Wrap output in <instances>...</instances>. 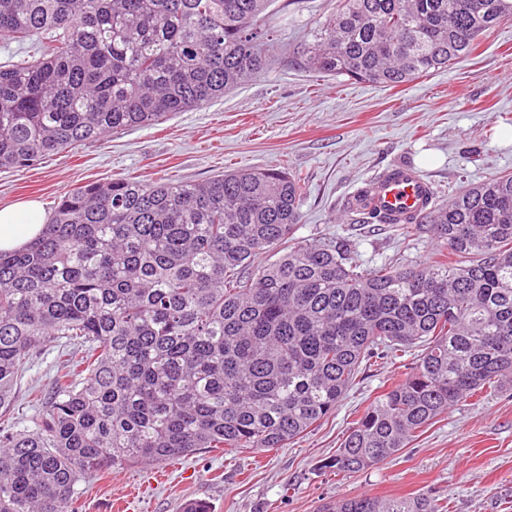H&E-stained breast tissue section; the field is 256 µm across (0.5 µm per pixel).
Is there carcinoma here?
<instances>
[{
	"mask_svg": "<svg viewBox=\"0 0 512 512\" xmlns=\"http://www.w3.org/2000/svg\"><path fill=\"white\" fill-rule=\"evenodd\" d=\"M272 0H0V169L224 97L268 65ZM512 0H340L304 64L398 87L471 53ZM304 179L240 168L200 182L117 177L66 193L38 240L0 251V512H79L93 474L200 448H283L362 370L419 348L322 469L378 466L461 400L512 383V175L400 225L427 263L365 268L346 240L295 241ZM359 224L386 217L354 203ZM281 255L258 274L254 258ZM54 391L18 383L49 340ZM323 512H449L427 493Z\"/></svg>",
	"mask_w": 512,
	"mask_h": 512,
	"instance_id": "cac0c4a2",
	"label": "carcinoma"
}]
</instances>
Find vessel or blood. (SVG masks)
I'll return each mask as SVG.
<instances>
[{
	"instance_id": "vessel-or-blood-1",
	"label": "vessel or blood",
	"mask_w": 512,
	"mask_h": 512,
	"mask_svg": "<svg viewBox=\"0 0 512 512\" xmlns=\"http://www.w3.org/2000/svg\"><path fill=\"white\" fill-rule=\"evenodd\" d=\"M434 200L432 184L407 165L387 169L372 183V207L397 224L405 223L410 215L429 209Z\"/></svg>"
}]
</instances>
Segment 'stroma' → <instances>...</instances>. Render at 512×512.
Instances as JSON below:
<instances>
[{
  "label": "stroma",
  "mask_w": 512,
  "mask_h": 512,
  "mask_svg": "<svg viewBox=\"0 0 512 512\" xmlns=\"http://www.w3.org/2000/svg\"><path fill=\"white\" fill-rule=\"evenodd\" d=\"M337 0H273L268 69L203 107L157 125L118 130L20 171L0 170V207L37 201L52 213L70 188L114 177L199 182L230 168L288 170L306 180L297 240L345 238L363 264L428 261L427 230L369 229L345 220L351 197L395 165L431 181L438 203L495 174L512 173V18L472 54L398 87L327 76L299 61ZM399 375L381 361L335 413L268 452L206 448L180 461L93 475L80 512H321L346 495L428 492L450 512H512V387L460 402L393 459L355 474L321 467L359 412Z\"/></svg>",
  "instance_id": "35a3bbf8"
}]
</instances>
